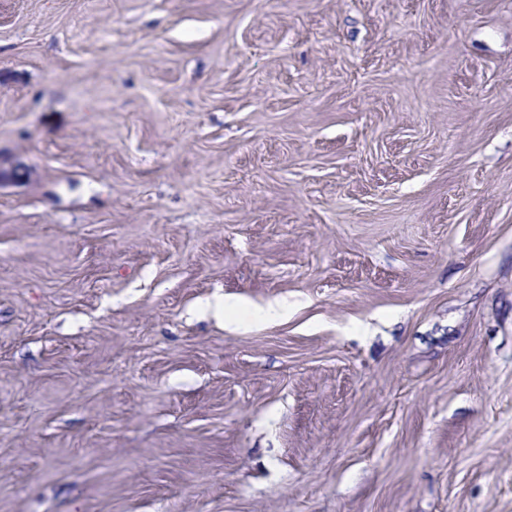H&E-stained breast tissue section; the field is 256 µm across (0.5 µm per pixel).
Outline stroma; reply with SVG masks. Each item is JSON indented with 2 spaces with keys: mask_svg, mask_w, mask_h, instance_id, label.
<instances>
[{
  "mask_svg": "<svg viewBox=\"0 0 512 512\" xmlns=\"http://www.w3.org/2000/svg\"><path fill=\"white\" fill-rule=\"evenodd\" d=\"M18 165L0 512H512V0H0Z\"/></svg>",
  "mask_w": 512,
  "mask_h": 512,
  "instance_id": "1",
  "label": "stroma"
}]
</instances>
